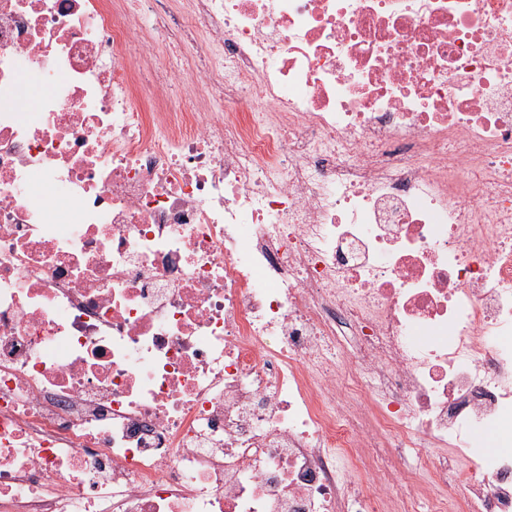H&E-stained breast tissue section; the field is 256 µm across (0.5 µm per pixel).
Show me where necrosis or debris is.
Instances as JSON below:
<instances>
[{"label": "necrosis or debris", "mask_w": 512, "mask_h": 512, "mask_svg": "<svg viewBox=\"0 0 512 512\" xmlns=\"http://www.w3.org/2000/svg\"><path fill=\"white\" fill-rule=\"evenodd\" d=\"M0 512H512V0H0Z\"/></svg>", "instance_id": "necrosis-or-debris-1"}]
</instances>
